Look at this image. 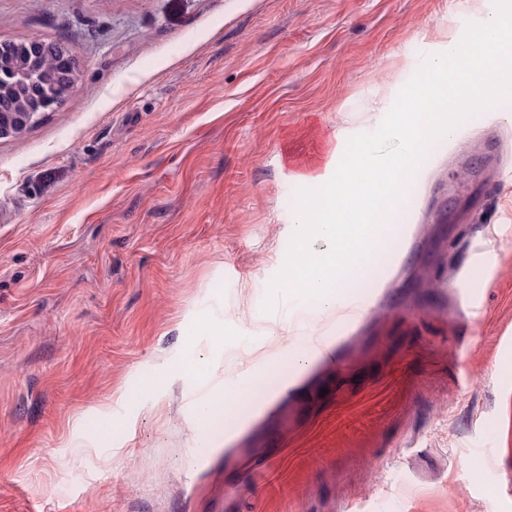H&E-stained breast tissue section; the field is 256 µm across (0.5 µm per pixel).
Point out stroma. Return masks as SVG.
Wrapping results in <instances>:
<instances>
[{
  "label": "stroma",
  "mask_w": 512,
  "mask_h": 512,
  "mask_svg": "<svg viewBox=\"0 0 512 512\" xmlns=\"http://www.w3.org/2000/svg\"><path fill=\"white\" fill-rule=\"evenodd\" d=\"M493 13L0 0V42L80 65L0 139V512H512V120L473 115L419 164L390 273L333 357L284 330L294 299L262 309L297 172L375 131L423 58ZM210 317L225 352L274 331L307 362L201 420L191 401L225 377Z\"/></svg>",
  "instance_id": "35a3bbf8"
}]
</instances>
